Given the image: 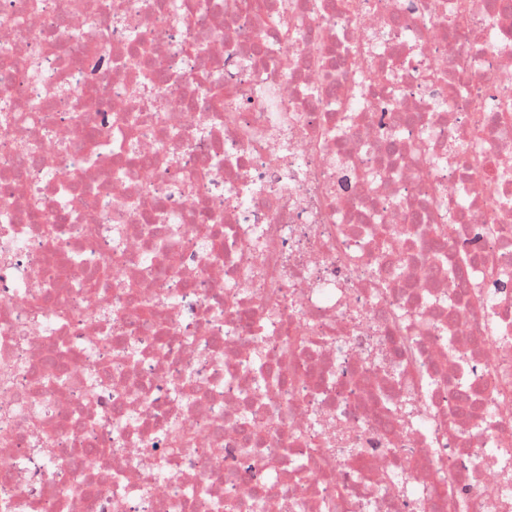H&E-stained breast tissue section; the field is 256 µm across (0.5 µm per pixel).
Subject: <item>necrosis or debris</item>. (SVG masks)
I'll list each match as a JSON object with an SVG mask.
<instances>
[{"instance_id": "necrosis-or-debris-1", "label": "necrosis or debris", "mask_w": 512, "mask_h": 512, "mask_svg": "<svg viewBox=\"0 0 512 512\" xmlns=\"http://www.w3.org/2000/svg\"><path fill=\"white\" fill-rule=\"evenodd\" d=\"M234 2L0 0V512H512V0Z\"/></svg>"}]
</instances>
